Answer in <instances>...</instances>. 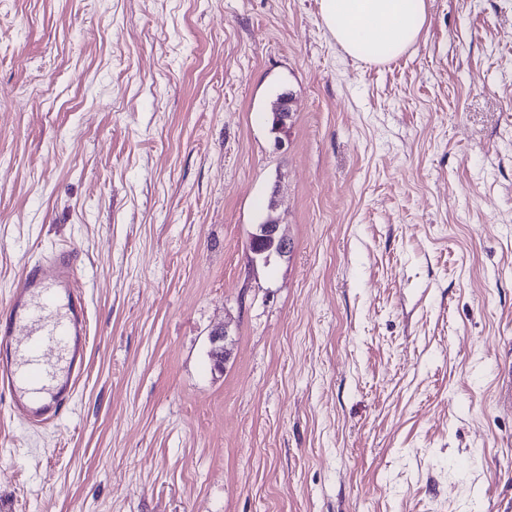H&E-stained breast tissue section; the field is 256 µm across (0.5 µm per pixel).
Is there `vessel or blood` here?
Wrapping results in <instances>:
<instances>
[{"mask_svg":"<svg viewBox=\"0 0 512 512\" xmlns=\"http://www.w3.org/2000/svg\"><path fill=\"white\" fill-rule=\"evenodd\" d=\"M77 279L71 248L26 264L0 322V391L24 424L56 423L86 368L87 302Z\"/></svg>","mask_w":512,"mask_h":512,"instance_id":"b4317fda","label":"vessel or blood"}]
</instances>
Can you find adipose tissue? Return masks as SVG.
Returning a JSON list of instances; mask_svg holds the SVG:
<instances>
[{
	"mask_svg": "<svg viewBox=\"0 0 512 512\" xmlns=\"http://www.w3.org/2000/svg\"><path fill=\"white\" fill-rule=\"evenodd\" d=\"M319 9L336 43L371 64L404 55L426 24V0H319Z\"/></svg>",
	"mask_w": 512,
	"mask_h": 512,
	"instance_id": "1",
	"label": "adipose tissue"
}]
</instances>
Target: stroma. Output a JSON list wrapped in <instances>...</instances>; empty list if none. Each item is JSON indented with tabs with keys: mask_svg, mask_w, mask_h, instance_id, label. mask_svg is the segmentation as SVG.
Masks as SVG:
<instances>
[{
	"mask_svg": "<svg viewBox=\"0 0 512 512\" xmlns=\"http://www.w3.org/2000/svg\"><path fill=\"white\" fill-rule=\"evenodd\" d=\"M58 247L88 364L0 398V512H512V0L380 66L318 0H0V309ZM292 103L293 97L290 95L288 98L279 99L273 108L271 114V130L275 134V145L277 148L284 146V141L280 134L286 132L288 124L292 119ZM280 226L278 219L272 214H269L262 224L256 225L254 231L250 234L249 244L252 241H257L261 242L264 247L256 253L249 249L253 254V257H251L253 261L267 262L273 254L284 255L290 251V242L281 234Z\"/></svg>",
	"mask_w": 512,
	"mask_h": 512,
	"instance_id": "1",
	"label": "stroma"
}]
</instances>
